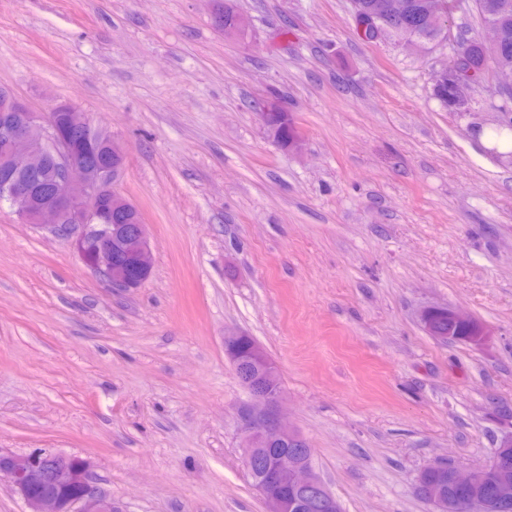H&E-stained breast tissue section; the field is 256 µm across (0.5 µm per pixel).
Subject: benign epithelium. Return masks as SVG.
I'll use <instances>...</instances> for the list:
<instances>
[{"mask_svg":"<svg viewBox=\"0 0 512 512\" xmlns=\"http://www.w3.org/2000/svg\"><path fill=\"white\" fill-rule=\"evenodd\" d=\"M448 86V105L469 103L479 87L474 78L461 77L443 67L436 72ZM259 118L281 147L295 148L300 135L281 140L279 121L289 120L280 100L261 103ZM91 121L73 107L58 104L48 113L31 111L8 91L0 105V206L8 204L24 223L69 240L81 261L112 288L130 291L141 287L152 272V250L147 224L136 214L131 224H114L112 216L129 209L128 200L114 189L125 161L123 146L112 141L113 162L88 149ZM437 316L448 318V328L434 330ZM423 326L439 338L457 341V327L470 329L468 341H485L476 320L445 306H428L420 314ZM239 334L224 337L226 356L248 391L252 406L243 416L242 448L247 470L262 471L257 491L267 512H336L334 495L311 463L307 440L284 422L280 412V376L264 349L253 344L236 348ZM512 436L503 439L491 458L494 500L512 503V459L507 450ZM434 466L450 473L454 486L477 491L485 474L480 465L462 472L443 462ZM92 463L76 455L47 449L28 454L0 450V478L7 479L29 512H117L112 500L89 480ZM417 490L437 512H474L477 503L447 499L439 486L418 481Z\"/></svg>","mask_w":512,"mask_h":512,"instance_id":"7a95c632","label":"benign epithelium"}]
</instances>
